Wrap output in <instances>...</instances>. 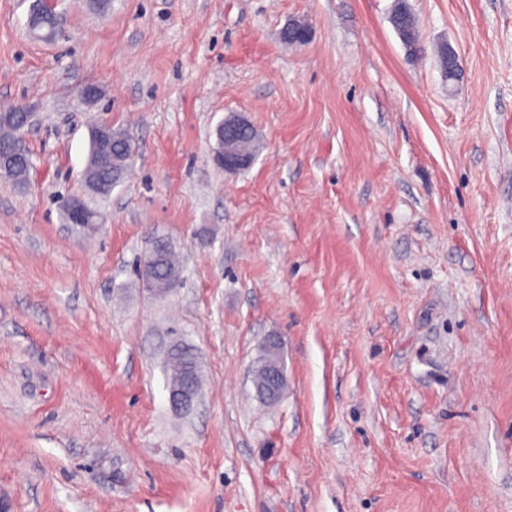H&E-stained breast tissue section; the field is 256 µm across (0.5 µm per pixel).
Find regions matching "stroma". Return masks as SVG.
<instances>
[{
	"mask_svg": "<svg viewBox=\"0 0 512 512\" xmlns=\"http://www.w3.org/2000/svg\"><path fill=\"white\" fill-rule=\"evenodd\" d=\"M392 4L0 0V112L34 114L25 186L0 178L7 512H512V0H409L416 59ZM234 114L259 147L230 174ZM105 121L135 151L87 236L62 204ZM158 238L182 264L164 299L136 272ZM270 334L272 408L250 379ZM390 22L401 38L410 55L421 54L417 21L406 0H395L392 6ZM222 123L224 126V149L219 156L221 165L224 166L225 172L229 173L248 169L254 163L256 156L240 147L238 133L251 126L250 123L242 116H235ZM198 360L194 350L185 344L177 343L168 353L166 359V376L169 373V382L174 376L183 377V372L187 367L197 365ZM201 385L200 369H197L196 390L199 393ZM191 383H186L180 388H168V400L171 408L176 412H188L196 404L198 394Z\"/></svg>",
	"mask_w": 512,
	"mask_h": 512,
	"instance_id": "35a3bbf8",
	"label": "stroma"
}]
</instances>
